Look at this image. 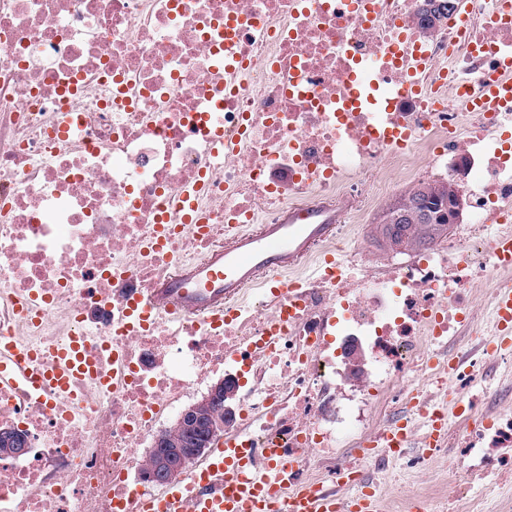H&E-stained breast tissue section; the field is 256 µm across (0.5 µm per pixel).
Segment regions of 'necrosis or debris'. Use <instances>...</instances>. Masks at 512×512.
I'll list each match as a JSON object with an SVG mask.
<instances>
[{"label":"necrosis or debris","instance_id":"obj_1","mask_svg":"<svg viewBox=\"0 0 512 512\" xmlns=\"http://www.w3.org/2000/svg\"><path fill=\"white\" fill-rule=\"evenodd\" d=\"M419 0H0V336L51 360L88 341L98 376L75 400L0 388V512H137L153 438L216 374L237 379L224 437L284 450L280 488L374 487L396 463L364 454L395 408L433 410L450 361L461 421L448 449L477 448L449 512H487L512 477V384L480 385L469 360L512 235V127L457 95L512 55V10L464 0L426 35ZM229 148L217 157L215 138ZM441 177L473 199L448 244L408 261L344 255L320 280L288 273L222 320L176 324L141 300L175 261L204 258L228 225L334 201L345 224L398 182ZM208 232L174 206L199 180ZM167 250H149L157 223ZM355 343L353 367L341 352Z\"/></svg>","mask_w":512,"mask_h":512}]
</instances>
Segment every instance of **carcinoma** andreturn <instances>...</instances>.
<instances>
[{"instance_id":"obj_1","label":"carcinoma","mask_w":512,"mask_h":512,"mask_svg":"<svg viewBox=\"0 0 512 512\" xmlns=\"http://www.w3.org/2000/svg\"><path fill=\"white\" fill-rule=\"evenodd\" d=\"M418 25L421 30L428 33L443 25L448 19V12H430L418 10ZM457 193L456 184L448 181L422 182L410 189L403 198L385 207L374 227V238L381 241L389 224L396 214L414 208L426 209L431 214V223L404 224V232L407 235L413 250H426L438 241L448 236V202Z\"/></svg>"}]
</instances>
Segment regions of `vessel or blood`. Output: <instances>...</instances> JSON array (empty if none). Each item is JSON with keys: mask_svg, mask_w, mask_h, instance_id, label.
I'll list each match as a JSON object with an SVG mask.
<instances>
[{"mask_svg": "<svg viewBox=\"0 0 512 512\" xmlns=\"http://www.w3.org/2000/svg\"><path fill=\"white\" fill-rule=\"evenodd\" d=\"M460 97L472 108L485 112L512 111V78L492 74L482 79L479 89L463 87ZM340 219L336 206L323 202L307 208H291L278 219L251 225L226 234L223 246L203 260L177 264L174 271L152 290L151 308L160 318H186L228 311L252 287L262 285L280 299L288 297L283 272L308 264L322 254L324 274L335 273L337 259L325 246L336 236ZM497 331L485 344L487 356L512 349V281L498 285ZM78 343L58 349L51 364L35 353L20 351L10 336L0 337V386L47 383L60 394H70L74 381L86 373ZM428 449L438 447L448 436V409L439 406L424 416ZM415 424L400 416L385 427L374 445L401 451L409 447ZM215 476L202 480L192 502H185L177 488H165L162 512H375L374 491L338 498L317 487H301L278 498L275 470L244 473L247 451L217 442L211 451Z\"/></svg>", "mask_w": 512, "mask_h": 512, "instance_id": "vessel-or-blood-1", "label": "vessel or blood"}]
</instances>
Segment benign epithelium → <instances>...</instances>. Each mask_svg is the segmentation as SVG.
I'll use <instances>...</instances> for the list:
<instances>
[{"label": "benign epithelium", "instance_id": "1", "mask_svg": "<svg viewBox=\"0 0 512 512\" xmlns=\"http://www.w3.org/2000/svg\"><path fill=\"white\" fill-rule=\"evenodd\" d=\"M387 248L395 252L411 250L401 226L391 228ZM236 388L232 379L218 381L201 400L182 412L180 421L185 436L177 439L162 433L155 438V465L147 475L148 479L155 483H170L183 474L189 461L207 453L213 439L234 419L229 402Z\"/></svg>", "mask_w": 512, "mask_h": 512}]
</instances>
